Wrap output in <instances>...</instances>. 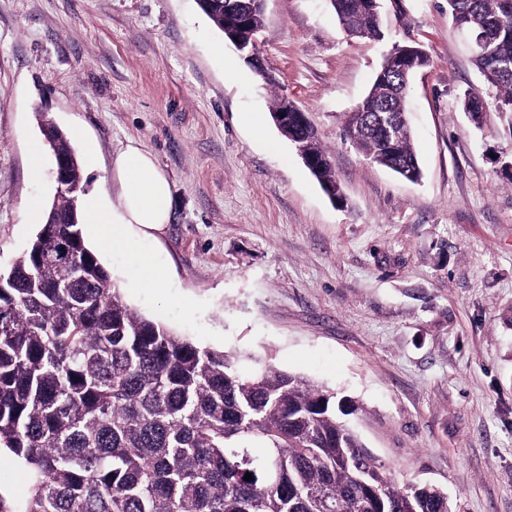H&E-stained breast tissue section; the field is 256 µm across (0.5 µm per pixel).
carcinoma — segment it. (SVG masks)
Returning a JSON list of instances; mask_svg holds the SVG:
<instances>
[{"label":"carcinoma","instance_id":"obj_1","mask_svg":"<svg viewBox=\"0 0 512 512\" xmlns=\"http://www.w3.org/2000/svg\"><path fill=\"white\" fill-rule=\"evenodd\" d=\"M229 2L200 4L226 36L240 21ZM331 4L346 33L382 38L367 0ZM448 13L458 29L484 33L474 63L496 111L512 117V69L501 68L512 64V10L448 0ZM429 63L393 47L344 129L365 159L410 182L421 170L407 88ZM472 96L480 128L488 103ZM40 125L70 167L39 231L0 272V448L31 476L26 500L0 498V512H448L446 493L401 483L376 459L346 420L357 408L331 389L260 360L245 371L130 308L85 243L71 138ZM286 139L325 192L338 188L311 124L288 126Z\"/></svg>","mask_w":512,"mask_h":512}]
</instances>
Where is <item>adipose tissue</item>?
I'll return each instance as SVG.
<instances>
[{
  "instance_id": "obj_1",
  "label": "adipose tissue",
  "mask_w": 512,
  "mask_h": 512,
  "mask_svg": "<svg viewBox=\"0 0 512 512\" xmlns=\"http://www.w3.org/2000/svg\"><path fill=\"white\" fill-rule=\"evenodd\" d=\"M115 168L124 187L119 209L108 210L93 196L83 202L95 241L106 249L134 241L142 230L161 229L172 207L170 183L151 153L127 147L117 156Z\"/></svg>"
}]
</instances>
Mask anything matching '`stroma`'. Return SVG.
<instances>
[{
  "label": "stroma",
  "instance_id": "35a3bbf8",
  "mask_svg": "<svg viewBox=\"0 0 512 512\" xmlns=\"http://www.w3.org/2000/svg\"><path fill=\"white\" fill-rule=\"evenodd\" d=\"M382 14L372 41L347 35L330 0H266L257 69L198 0H0V272L56 193L52 156L30 164L37 113L93 145L85 192L107 206L116 156L138 146L172 210L155 236L99 255L126 303L355 401L373 455L452 512H512V126L468 121L465 93L495 91L447 0H383ZM397 44L430 58L409 89L416 183L344 136ZM280 96L316 127L343 203L269 123ZM137 253L161 287H141Z\"/></svg>",
  "mask_w": 512,
  "mask_h": 512
}]
</instances>
